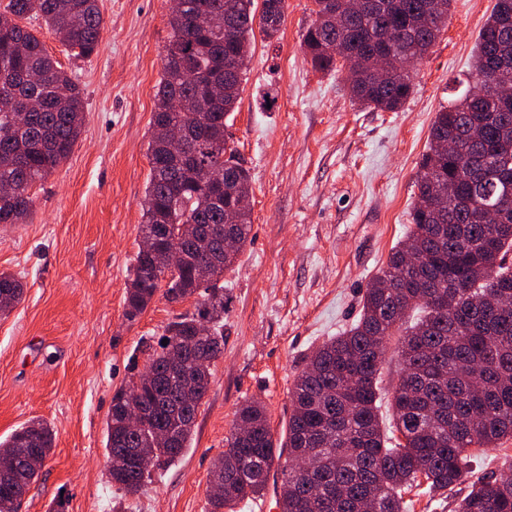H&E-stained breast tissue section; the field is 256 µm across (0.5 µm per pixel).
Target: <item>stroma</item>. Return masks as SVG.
Instances as JSON below:
<instances>
[{
    "label": "stroma",
    "instance_id": "1",
    "mask_svg": "<svg viewBox=\"0 0 512 512\" xmlns=\"http://www.w3.org/2000/svg\"><path fill=\"white\" fill-rule=\"evenodd\" d=\"M495 2L452 0L395 112L359 108L343 73L312 67L301 39L313 0H285L277 37L256 34L228 120L251 173L252 226L224 276V354L190 447L127 497L113 487L105 454L112 395L146 366L145 342L195 308L158 295L137 320L124 316L170 0H98L104 29L87 58H72L41 30L82 88L86 112L79 142L36 190L27 223L0 228V272L24 286L21 302L0 315V440L33 418L56 432L22 512H49L59 498L65 512H209L210 472L240 405L262 401L274 436L284 434L307 355L355 323L368 281L408 231L431 124L471 86Z\"/></svg>",
    "mask_w": 512,
    "mask_h": 512
}]
</instances>
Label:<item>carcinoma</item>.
<instances>
[{"mask_svg": "<svg viewBox=\"0 0 512 512\" xmlns=\"http://www.w3.org/2000/svg\"><path fill=\"white\" fill-rule=\"evenodd\" d=\"M170 15L171 36L148 141L150 176L140 233L185 254L166 276L153 257L138 251L126 288L125 317L140 316L157 290L179 304L197 295L195 311L181 313L164 329L167 344L151 348L146 372L112 396L106 423V455L112 484L138 494L152 470L166 467L189 447L200 406L211 385V366L224 354V274L233 270L249 237V210L238 196L251 192L250 170L225 140L251 55L254 21L268 38L280 30L285 0H184ZM362 10L315 19L303 35L314 68L345 69L344 84L356 104L399 109L412 93L409 65L423 59L448 21L451 0H366ZM208 18V25L196 18ZM37 18L75 57L98 48L102 17L97 0H8L0 10V224H24L33 207L32 188L73 152L83 130L85 102L79 85L46 52L33 29ZM384 52L387 65L373 74L357 65ZM478 95L463 94L434 117L417 181L410 228L385 267L368 282L357 321L317 346L289 392L285 437L274 438L260 402L235 413L224 453L210 478L224 487L209 499L210 512L233 509L260 496L276 468L282 512H406L404 495L448 497L460 485L467 494L456 512H512V479H473L471 462L512 437V304L485 312L484 298L512 287V199L499 221L484 219L485 200L508 196L492 175L512 172V0H496L479 34L474 62ZM187 126L181 153L168 151L162 129ZM208 166L228 176L234 191L224 201L195 182ZM453 184L455 196L434 207ZM235 242L224 253V239ZM22 283L0 273V314L23 297ZM207 323V335L196 324ZM401 372L392 387L394 447L388 448L377 402L389 337ZM145 411L134 430L126 408ZM55 444L47 422L32 419L0 441L15 478L0 479V512H13ZM317 457L310 475L296 460Z\"/></svg>", "mask_w": 512, "mask_h": 512, "instance_id": "carcinoma-1", "label": "carcinoma"}]
</instances>
